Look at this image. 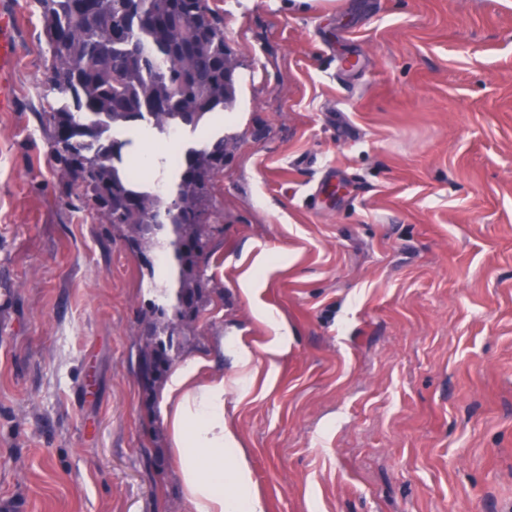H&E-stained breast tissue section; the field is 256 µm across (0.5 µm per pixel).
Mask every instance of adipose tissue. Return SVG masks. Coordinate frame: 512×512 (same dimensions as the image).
<instances>
[{
	"label": "adipose tissue",
	"mask_w": 512,
	"mask_h": 512,
	"mask_svg": "<svg viewBox=\"0 0 512 512\" xmlns=\"http://www.w3.org/2000/svg\"><path fill=\"white\" fill-rule=\"evenodd\" d=\"M203 359L173 369L165 391L171 452L191 512H268L227 406L223 378L202 380Z\"/></svg>",
	"instance_id": "1"
}]
</instances>
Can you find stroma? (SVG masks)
I'll return each mask as SVG.
<instances>
[{
  "instance_id": "obj_1",
  "label": "stroma",
  "mask_w": 512,
  "mask_h": 512,
  "mask_svg": "<svg viewBox=\"0 0 512 512\" xmlns=\"http://www.w3.org/2000/svg\"><path fill=\"white\" fill-rule=\"evenodd\" d=\"M209 5L238 91L182 358L230 380L224 337L261 355L260 308L290 328L229 395L268 512H512V0ZM0 9V512H188L144 260L55 172L37 0ZM12 19L0 18V112H7L13 105V93L5 74L10 69L14 57V43L10 35ZM257 318L263 322L270 330L273 336L263 349L264 360L270 370L277 365V360L281 356L285 342L288 340V326L279 312L270 309H259L256 313Z\"/></svg>"
}]
</instances>
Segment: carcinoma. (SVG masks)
<instances>
[{
    "label": "carcinoma",
    "instance_id": "obj_1",
    "mask_svg": "<svg viewBox=\"0 0 512 512\" xmlns=\"http://www.w3.org/2000/svg\"><path fill=\"white\" fill-rule=\"evenodd\" d=\"M50 55L43 125L57 172L83 188L84 203L105 224L125 227L136 253L159 251L174 277L156 288L140 349L145 389L153 392L184 349L211 290L199 264L216 215L213 188L228 142L180 146L172 188L139 186L125 162L133 126L153 136L197 127L231 109L237 62L208 0H38ZM106 18L92 25L88 16ZM174 310L176 320L167 317Z\"/></svg>",
    "mask_w": 512,
    "mask_h": 512
}]
</instances>
